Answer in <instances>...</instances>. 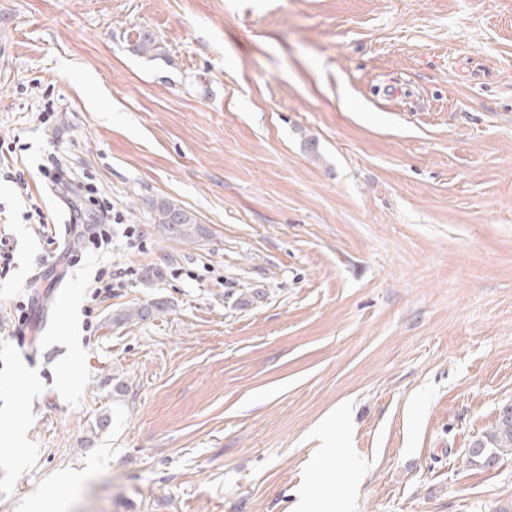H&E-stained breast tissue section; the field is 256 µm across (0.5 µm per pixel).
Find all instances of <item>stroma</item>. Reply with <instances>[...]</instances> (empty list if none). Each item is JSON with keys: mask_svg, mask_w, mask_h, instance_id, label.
<instances>
[{"mask_svg": "<svg viewBox=\"0 0 512 512\" xmlns=\"http://www.w3.org/2000/svg\"><path fill=\"white\" fill-rule=\"evenodd\" d=\"M51 154L147 237L111 296ZM0 246V512L512 506V0H0ZM131 45L136 53L149 54L150 57L163 56L165 52L161 38L143 28L135 30V39ZM149 208L152 211V222L156 224V232L161 239L196 243L207 234V230L199 224L192 212L170 199L151 200ZM137 272L132 266L126 268H116L112 271L109 266L99 267L94 275L90 288H94L92 292L93 298L100 295H111L114 288H123L126 283V277L133 276ZM164 312V307L160 303L143 304L138 307H132L125 310H119L112 316L113 324H126L133 320H140L155 314ZM499 417L491 430L474 441L467 451L469 464L490 467L505 456H512V421Z\"/></svg>", "mask_w": 512, "mask_h": 512, "instance_id": "obj_1", "label": "stroma"}]
</instances>
